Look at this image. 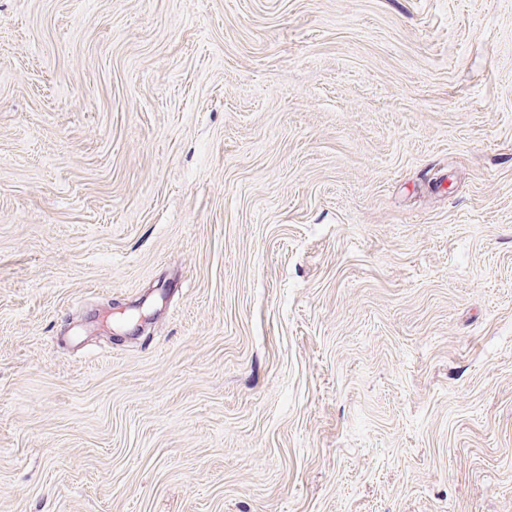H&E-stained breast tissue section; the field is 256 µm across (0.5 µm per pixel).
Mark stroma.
I'll return each instance as SVG.
<instances>
[{
  "instance_id": "35a3bbf8",
  "label": "stroma",
  "mask_w": 512,
  "mask_h": 512,
  "mask_svg": "<svg viewBox=\"0 0 512 512\" xmlns=\"http://www.w3.org/2000/svg\"><path fill=\"white\" fill-rule=\"evenodd\" d=\"M0 512H512V0H0Z\"/></svg>"
}]
</instances>
